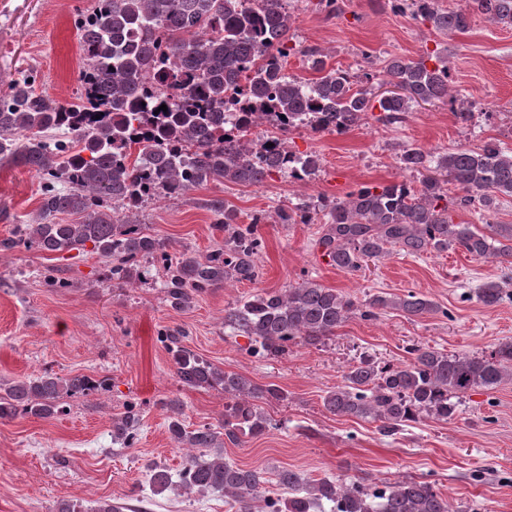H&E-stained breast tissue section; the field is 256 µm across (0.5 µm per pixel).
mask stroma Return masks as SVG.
Returning a JSON list of instances; mask_svg holds the SVG:
<instances>
[{
  "instance_id": "obj_1",
  "label": "stroma",
  "mask_w": 512,
  "mask_h": 512,
  "mask_svg": "<svg viewBox=\"0 0 512 512\" xmlns=\"http://www.w3.org/2000/svg\"><path fill=\"white\" fill-rule=\"evenodd\" d=\"M92 0H0V93L21 72L36 73L37 89L72 101L81 58L74 22ZM338 14L320 0H291L286 60L289 75L314 79L301 51L319 50L327 67L385 81L394 56L419 59L439 49L448 58L452 87L473 117L461 125L448 101L414 107L405 122L389 125L368 115L341 134L297 129L288 146L320 158L315 179L281 174L257 186L213 180L177 198L148 200L136 221L166 243L168 254L205 257L224 244L228 203L241 224L264 216V248L258 283L227 281L196 297L188 308L170 306L157 281L160 257L142 258L145 281L113 286L108 261L93 252L47 253L23 244L0 247V383L51 372L109 379V391L63 397L62 411L48 419L19 415L0 420V512H58L73 502L93 512L100 501L126 504L130 512H233L230 498L185 487L151 493L145 472L156 463L179 471L196 450L176 443L169 430V400L181 403L188 428L224 421L221 388L183 387L170 354L159 341L165 328H182L184 347L227 372L283 389L285 399L263 403L269 421L258 436L225 444L224 459L269 474L292 469L307 479L368 478L375 484L404 479L432 481L447 495L450 512H512V380L463 398L442 421L423 417L391 435L370 418L330 413L325 395L343 386L348 367L370 356L380 364L411 359L416 344L451 354L482 355L512 342V264L490 255L475 258L451 248L418 256L391 253L345 272L328 265L314 246L323 217L311 224L280 223L277 212L302 199L344 197L365 184L406 181L404 148L438 156L459 147L479 148L494 139L512 148V27L473 16L463 32L436 33L391 0H337ZM42 178L23 166H0V240L36 219ZM61 280L44 282L45 271ZM313 279L357 301L414 292L441 307L419 318L388 309L377 319L354 316L335 336L315 345L298 343L279 358L250 355L248 340L224 327V311L256 289L280 290ZM496 282L508 298L487 306L483 285ZM135 407L142 419L129 446L112 441V420Z\"/></svg>"
}]
</instances>
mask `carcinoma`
<instances>
[{
    "mask_svg": "<svg viewBox=\"0 0 512 512\" xmlns=\"http://www.w3.org/2000/svg\"><path fill=\"white\" fill-rule=\"evenodd\" d=\"M394 3L440 34L468 29L474 13L491 24L512 26V0H465L456 9L442 8L441 0ZM75 25L82 60L79 81L88 85L85 95L62 105L36 90L31 73L13 80L0 95V165H23L45 180L40 223L18 228V241L52 253L84 252L90 244L91 251L111 259L109 273L118 284L143 277L139 259L159 254L165 269L160 287L176 309L190 306L226 280H258L263 216L238 224L229 205L216 203L215 210L224 211V247L203 259L188 253L171 257L130 216L154 196L177 198L211 179L260 185L288 170L290 163L295 166L291 174L299 179L319 168L317 155L297 154L283 139L260 162L246 131L226 139L224 104L232 85L245 87L246 111L257 121L264 109L288 116L290 127L303 114L320 112L323 130L339 133L376 109L380 121L395 124L414 106L448 97V66L437 50L418 60L392 59L386 73L397 91L381 97L368 87L354 88L347 72L326 69L314 48L302 54L320 76L308 84L289 75L285 0H93ZM163 104L165 112L159 110ZM99 113L105 119L86 125V116ZM51 130H64L71 140L47 137ZM400 163L422 176L419 188L391 182L361 188L343 199H303L280 209V222L309 224L312 213L323 211L326 222L315 247L328 264L346 272L394 251L419 256L454 247L476 258H512V247L496 246L501 238L512 241V224L487 220L481 231L451 218L457 209L489 213L496 195L512 197L511 149L495 139L477 150L457 148L438 157L406 148ZM449 183L460 194L448 196ZM65 214H79L82 221H52ZM478 299L494 306L504 295L499 285L489 283L479 289ZM388 305L384 296L358 302L307 279L284 291L261 289L225 309L224 327L249 339V353L279 357L292 344L314 345L335 335L352 314L376 319ZM395 306L413 317L441 311L413 292ZM163 336L181 383L191 388L217 385L230 399L218 429L203 425L188 431L178 419L171 420L168 428L175 441L213 448L224 438L236 444L243 436L265 432L268 422L259 403L284 398L278 386L254 384L200 359L182 346L184 331L178 327ZM410 354V362L399 366H380L361 357L344 375L345 385L324 399L325 408L335 415L379 421L380 431L390 435L424 415L451 418L466 393L492 389L512 374V342L481 357L415 345ZM105 388L106 381L87 376L65 381L46 374L16 381L0 393V419L20 412L49 417L59 410L63 394L86 396ZM138 421V412L128 409L113 423L112 440L131 442ZM149 472L156 493L174 483L224 492L233 497L235 512H253L256 501L263 503L264 512H313L326 504L329 512H449L448 499L426 481L376 488L340 477L311 482L284 469L277 474L275 492L268 489L264 470L240 468L222 455L188 458L176 482L157 466Z\"/></svg>",
    "mask_w": 512,
    "mask_h": 512,
    "instance_id": "carcinoma-1",
    "label": "carcinoma"
}]
</instances>
